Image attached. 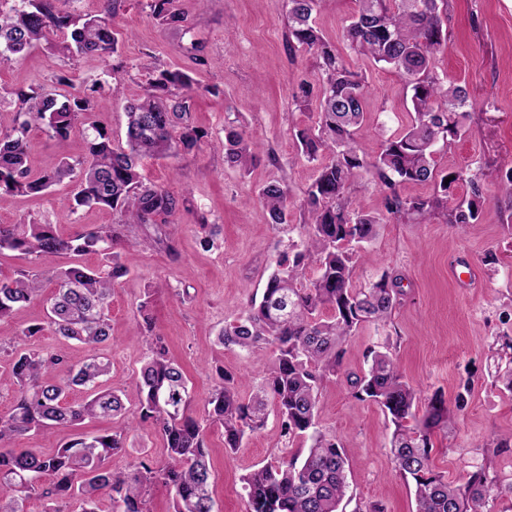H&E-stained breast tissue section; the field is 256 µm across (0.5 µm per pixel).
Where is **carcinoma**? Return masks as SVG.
<instances>
[{"instance_id":"cac0c4a2","label":"carcinoma","mask_w":512,"mask_h":512,"mask_svg":"<svg viewBox=\"0 0 512 512\" xmlns=\"http://www.w3.org/2000/svg\"><path fill=\"white\" fill-rule=\"evenodd\" d=\"M0 8V59L19 60L40 43L64 56L119 52L122 33L113 26L112 0L96 15L62 8L69 0H13ZM358 14L343 36L356 53L392 67L404 89L410 91L411 124L389 135L374 155L357 141L365 118L364 80L350 70L312 24L319 0H287L288 44L313 53L318 63L316 82H298L292 99L300 110L317 103V121L293 129L300 154L318 162L317 174L307 190L309 222L306 233L280 253L260 300H251L237 322L220 330L217 340L255 354L272 348L273 363L261 393L243 400L234 378L219 367L218 382L208 400L209 420L224 428V447H240L246 433L262 428L268 403H273L285 441L307 436L313 440L304 457L297 455L264 464L242 477L247 512H338L348 496L350 463L344 449L318 430L317 391L341 366L346 338L364 323H387L401 294V279L383 273L367 288L354 285L351 247L372 241L388 217L422 224L436 215L447 223L472 224L480 216V181L486 176L473 165L440 174L437 148H446L465 133L468 93L446 84L435 69V55L447 39L443 16L448 0H359ZM175 0H148L151 15L165 28L184 31V17ZM146 93L126 106V147L89 122L99 100L121 93L119 84L95 81L75 87L60 75L50 85H30L13 92L14 116L10 132L0 134V203L16 195H45L67 178L77 182L69 207L109 209L120 222L76 237L60 235L52 224L0 225V252L15 251L43 257L62 252L94 253L103 265L97 269L75 263L53 274L57 291L51 298L46 325L26 328L33 338L48 330L56 336L95 348L109 336L105 307L116 279L126 272L115 246L128 224L156 225L175 214L179 199L166 185L147 184L142 159L166 158L196 149L204 131L186 118L187 99L196 92L184 70L149 61ZM34 124L46 127L59 143L83 131L86 157L77 163L60 159L52 168L34 175L28 163L27 133ZM258 146L242 129L225 130V162L241 170L252 165ZM366 172L384 189L385 213L364 211L351 197L350 187ZM449 183H444V180ZM462 181L472 197L449 199L451 185ZM405 184H432L427 196L404 195ZM258 197L269 223L286 222L288 190L280 180L264 185ZM176 225L155 229L140 246H169ZM316 270L310 284L298 285L303 271ZM41 282L22 273L0 280V319L31 302L41 293ZM329 316L321 317L323 311ZM149 355L136 384L138 419L159 428L169 462L153 468L143 462L127 471L106 465L124 447V434H75L51 453L35 454L9 448L16 437L48 425L74 426L87 418L112 416L124 409L121 396L104 387L110 363L92 355L70 367L59 382L45 374L63 363L55 354L15 353L9 379L19 399L11 413L0 415V512H25L24 502L37 493L44 512H62L60 503H78L80 512H101V496L120 503L119 512H144L152 484L161 480L174 490V512H215L210 487V465L204 431L189 411L190 391L182 367L168 355L160 339L144 336ZM369 364L360 375H347L351 395L379 405L394 426L391 452L395 472L414 485L416 512H491L494 480L484 466L467 473L455 484L431 467L432 436L448 429L464 411L465 392L454 407L442 394L427 399L416 417L418 394L404 380L389 354L368 350ZM81 387L80 402L64 401L72 387Z\"/></svg>"}]
</instances>
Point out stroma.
Returning <instances> with one entry per match:
<instances>
[{
	"label": "stroma",
	"mask_w": 512,
	"mask_h": 512,
	"mask_svg": "<svg viewBox=\"0 0 512 512\" xmlns=\"http://www.w3.org/2000/svg\"><path fill=\"white\" fill-rule=\"evenodd\" d=\"M190 29L178 40L154 20L146 0H113L114 22L125 33L119 58L96 55L70 58L44 47L22 60H0V103L10 104L19 86L48 84L68 75L75 84L104 78L109 67L123 62L121 95L103 100L91 116L114 144L125 142L124 105L142 95L148 75L137 68L148 57L186 70L198 86L189 100L190 117L208 132L198 150L164 159L144 160L145 181L174 187L186 194L171 223L177 231L173 251L141 250L144 228L129 231L122 254L128 271L112 290L108 307L109 337L98 354L109 360L107 384L125 393V415L88 419L78 428L50 427L16 440L19 448L49 453L73 431L124 432L125 446L114 454V470L139 462H167V450L155 425L131 424L136 409L135 383L147 357L145 342L135 332L144 317L184 370L192 395L191 413L204 417L216 367L233 374L242 398H250L263 381L273 355H253L217 343L221 328L239 318L250 298L262 293L275 260L289 241L299 240L307 217L306 192L316 166L299 153L294 127L312 125L311 113L295 109L292 91L303 79L314 80L316 58L310 52H289L285 0H177ZM359 7L358 0H321L313 15L323 37L334 44L349 67L366 85V121L359 135L365 152H378L384 136L405 128L412 107L400 78L385 65L355 53L343 29ZM448 39L437 54L436 67L445 81L466 86L471 95L466 132L446 152L437 154L440 172L449 173L481 160L496 168L512 166V0H448L444 18ZM218 87L211 95L209 87ZM242 127L258 146L248 172L224 162V124ZM32 172L46 169L60 157L82 160V132L57 144L42 127L28 132ZM290 189L287 221L270 224L256 195L271 180ZM70 182L54 185L43 197L16 196L0 206V224L49 222L72 237L116 222L112 212L95 208L70 210ZM481 213L476 223L459 227L442 217L423 224L393 220L382 224L367 254L356 262L358 284L382 272L404 278L405 294L384 326L366 323L343 344L342 372L318 391L319 429L336 438L352 463L345 512L375 504L383 512H415L412 484L394 470L390 453L393 426L381 408L352 397L345 382L349 372L367 367L370 348L392 354L406 379L422 396L442 392L454 402L462 380L472 382L467 406L450 431L434 435L432 466L454 481L464 480L472 466L482 465L501 484L512 483V447H500L512 436V393L498 373L512 360V233L504 228L512 214V197L495 176L482 181ZM496 255L489 263L488 255ZM72 255L35 258L0 253V280L26 271L47 279L67 267ZM149 313H142V302ZM47 304L36 299L0 320V415L13 408L17 393L7 383L11 353L30 348L61 355L75 365L89 348L44 333L22 342L23 330L45 323ZM213 472L217 512H246L241 479L256 466L283 454L280 424L269 413L265 426L247 434L240 447L224 449V431L208 428L205 437Z\"/></svg>",
	"instance_id": "obj_1"
}]
</instances>
